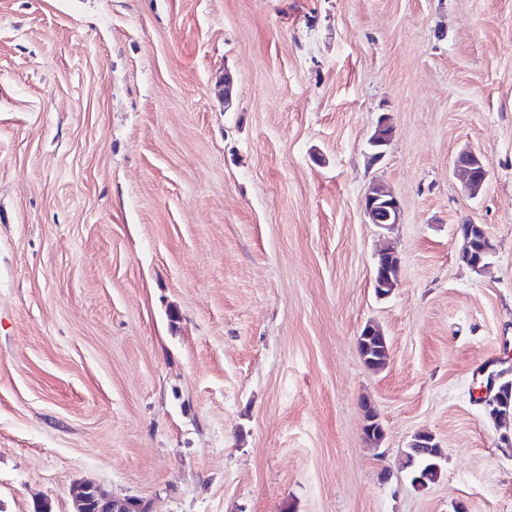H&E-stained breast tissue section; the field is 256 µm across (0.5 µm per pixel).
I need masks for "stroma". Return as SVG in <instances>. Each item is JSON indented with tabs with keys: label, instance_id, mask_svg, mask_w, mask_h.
<instances>
[{
	"label": "stroma",
	"instance_id": "1",
	"mask_svg": "<svg viewBox=\"0 0 512 512\" xmlns=\"http://www.w3.org/2000/svg\"><path fill=\"white\" fill-rule=\"evenodd\" d=\"M376 183L400 224L368 223ZM504 364L512 0H0V512L83 480L149 512H512ZM453 168L471 195L478 194L487 182L488 169L481 156L472 149L462 150L456 156ZM473 229H476L478 237H473ZM456 234L462 240L459 258L476 271L485 268L486 260L495 251L494 244L486 229L474 222H468L459 224L456 228ZM395 264L399 266V259L394 251L384 249L378 253L374 268V282L375 293L380 298L389 296L395 287L396 281L393 280L391 275L394 272ZM376 281H380L381 288H376ZM512 374V368L505 371H490L486 376L487 386L484 385L485 396L482 402L485 404L487 417L495 425L505 421L507 417L500 413V404L503 397V389L506 387L505 380ZM414 441L412 444L419 448H413L409 447L406 451V459L407 463L405 465L411 463L412 460H414V465L412 467V471L420 470L424 467H426L427 460L429 458L428 454H425V451H429L430 453H440V449L438 448L437 443L435 440L431 443L433 448H430V442L434 439V437L431 434L424 433V432H418L414 435Z\"/></svg>",
	"mask_w": 512,
	"mask_h": 512
}]
</instances>
